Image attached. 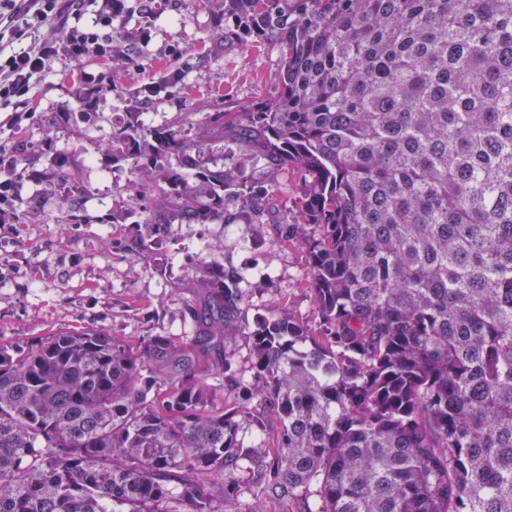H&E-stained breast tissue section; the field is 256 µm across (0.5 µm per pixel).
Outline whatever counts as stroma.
<instances>
[{"label": "stroma", "instance_id": "1", "mask_svg": "<svg viewBox=\"0 0 512 512\" xmlns=\"http://www.w3.org/2000/svg\"><path fill=\"white\" fill-rule=\"evenodd\" d=\"M127 5L112 25L119 55L56 59L21 117L0 112V150L17 152L21 172L15 198L0 210V338L23 341L78 327H105L135 341L192 337V294L185 284L203 273L208 256L202 243L216 241L223 245L219 260L225 268L249 272L247 317L267 313L276 298L309 314L305 253L281 246L272 225L250 223L235 209L225 214L235 227L231 235L215 223L174 221L160 231L168 248L152 249L145 262L127 257L126 241L140 233L124 204L132 176L126 163L101 149L116 118L148 110L158 122L174 123L191 114L254 112L282 90L276 47L214 39L213 30L224 25L222 0ZM98 78L111 83V94L97 93ZM150 85L161 91L147 103L142 95ZM82 96L90 109L84 118L77 112ZM59 152L93 165L81 173L88 182L86 223H65L67 203L46 188L43 177ZM20 214L27 223L17 222ZM104 224L112 227L109 249L99 233Z\"/></svg>", "mask_w": 512, "mask_h": 512}]
</instances>
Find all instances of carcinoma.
<instances>
[{
  "mask_svg": "<svg viewBox=\"0 0 512 512\" xmlns=\"http://www.w3.org/2000/svg\"><path fill=\"white\" fill-rule=\"evenodd\" d=\"M223 2L213 37L276 45L282 92L193 137L112 132L145 213L126 252L145 261L168 216L270 223L273 186L247 170L286 169L276 223L306 253L311 317L279 299L244 322L213 243L189 340H1L0 512H220L246 493L248 512H512V0ZM227 132L235 176L200 161ZM243 335L251 383L227 355Z\"/></svg>",
  "mask_w": 512,
  "mask_h": 512,
  "instance_id": "obj_1",
  "label": "carcinoma"
}]
</instances>
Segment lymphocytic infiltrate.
Listing matches in <instances>:
<instances>
[{
    "label": "lymphocytic infiltrate",
    "mask_w": 512,
    "mask_h": 512,
    "mask_svg": "<svg viewBox=\"0 0 512 512\" xmlns=\"http://www.w3.org/2000/svg\"><path fill=\"white\" fill-rule=\"evenodd\" d=\"M125 0H0V111L18 109L58 55L79 61L87 52L112 51V22ZM51 22L63 41L33 40L35 29Z\"/></svg>",
    "instance_id": "obj_1"
}]
</instances>
